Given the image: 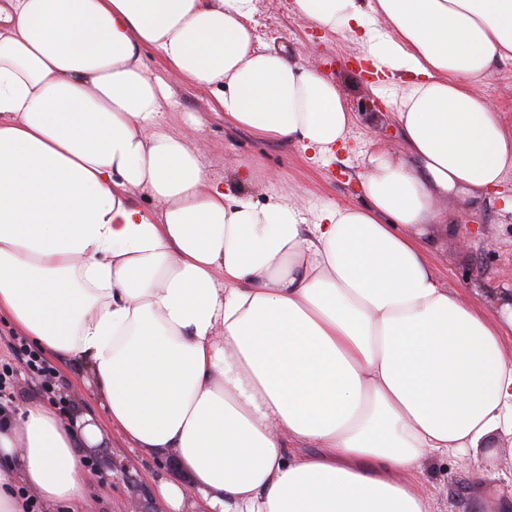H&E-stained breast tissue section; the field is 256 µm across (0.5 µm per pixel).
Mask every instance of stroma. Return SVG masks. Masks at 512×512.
I'll return each instance as SVG.
<instances>
[{
    "instance_id": "1",
    "label": "stroma",
    "mask_w": 512,
    "mask_h": 512,
    "mask_svg": "<svg viewBox=\"0 0 512 512\" xmlns=\"http://www.w3.org/2000/svg\"><path fill=\"white\" fill-rule=\"evenodd\" d=\"M293 0H259L251 26L258 47L275 48L291 58L313 65L338 83L354 122L333 155L313 151L231 126L213 112L209 95L181 84L171 86L176 103L166 114L169 129L182 130V117L193 113L202 120L198 137L205 150L209 177L225 182L248 171L251 202L264 206L277 198L296 195L306 223H316L324 209L362 201L357 173L370 153L385 149L403 152V135L384 98L370 90L375 77L360 58L357 35L321 31L292 10ZM475 90L496 106L503 122L512 127V60L499 62L490 77ZM512 197V177L497 195L475 202L465 196L437 200L435 210L452 215V224L433 227L431 264L444 284L470 297L473 284L488 288L512 285V214L503 212V197ZM67 383L69 401L63 413L90 417L101 432L93 445H80L81 456L94 461L86 495L92 512H129L133 500H153V478L158 471L178 473L176 456L157 462L145 456L113 430L101 398L81 362L52 356ZM421 483L430 498V512H474L512 491L493 474L477 476L472 457H451L423 465Z\"/></svg>"
}]
</instances>
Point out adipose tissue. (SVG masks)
Returning <instances> with one entry per match:
<instances>
[{"mask_svg":"<svg viewBox=\"0 0 512 512\" xmlns=\"http://www.w3.org/2000/svg\"><path fill=\"white\" fill-rule=\"evenodd\" d=\"M294 9L364 28L405 143L371 155L364 204L314 224L214 185L145 61L235 127L332 152L353 123L338 85L254 48L256 0H0V313L84 363L135 448L176 454L166 512H429L424 461L512 435V287L469 303L428 260L433 202L512 172V128L471 88L512 59V0ZM99 438L40 404L0 418V512H25L23 486L80 507L76 445Z\"/></svg>","mask_w":512,"mask_h":512,"instance_id":"obj_1","label":"adipose tissue"}]
</instances>
